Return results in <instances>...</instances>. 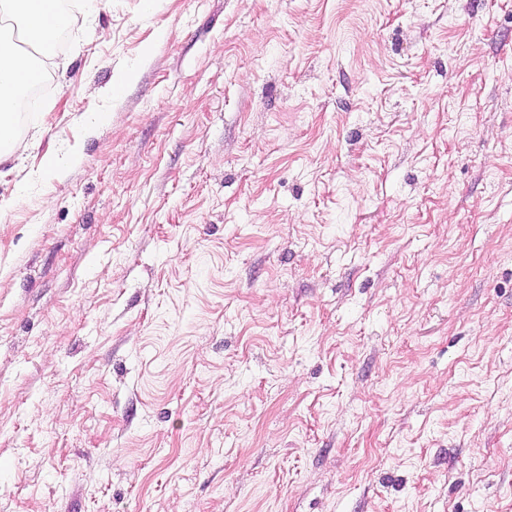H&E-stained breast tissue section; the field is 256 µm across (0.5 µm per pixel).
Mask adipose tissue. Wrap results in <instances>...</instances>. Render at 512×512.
Here are the masks:
<instances>
[{
  "instance_id": "1",
  "label": "adipose tissue",
  "mask_w": 512,
  "mask_h": 512,
  "mask_svg": "<svg viewBox=\"0 0 512 512\" xmlns=\"http://www.w3.org/2000/svg\"><path fill=\"white\" fill-rule=\"evenodd\" d=\"M14 10L21 12L28 35L38 41L58 26L70 23L69 16L60 11L58 0H0V17ZM41 77V71L18 45L0 36V140L9 139L16 96ZM9 141L10 152L25 147L20 140Z\"/></svg>"
}]
</instances>
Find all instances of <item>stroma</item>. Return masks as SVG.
I'll return each instance as SVG.
<instances>
[{
	"mask_svg": "<svg viewBox=\"0 0 512 512\" xmlns=\"http://www.w3.org/2000/svg\"><path fill=\"white\" fill-rule=\"evenodd\" d=\"M0 161V512H512V0H76Z\"/></svg>",
	"mask_w": 512,
	"mask_h": 512,
	"instance_id": "obj_1",
	"label": "stroma"
}]
</instances>
